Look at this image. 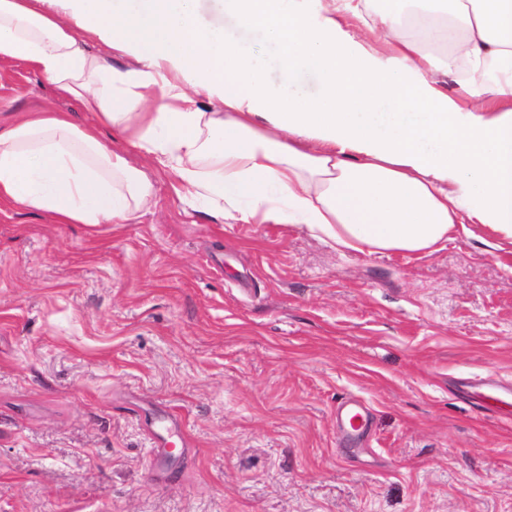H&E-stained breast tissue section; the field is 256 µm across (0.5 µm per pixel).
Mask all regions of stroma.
<instances>
[{
	"label": "stroma",
	"mask_w": 512,
	"mask_h": 512,
	"mask_svg": "<svg viewBox=\"0 0 512 512\" xmlns=\"http://www.w3.org/2000/svg\"><path fill=\"white\" fill-rule=\"evenodd\" d=\"M45 110L93 120L0 59V128ZM133 161L153 193L127 223L0 206V512H512V251L488 228L341 254ZM140 406L183 423L168 475Z\"/></svg>",
	"instance_id": "stroma-1"
}]
</instances>
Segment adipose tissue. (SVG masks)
<instances>
[{"mask_svg":"<svg viewBox=\"0 0 512 512\" xmlns=\"http://www.w3.org/2000/svg\"><path fill=\"white\" fill-rule=\"evenodd\" d=\"M201 2L0 0V58L97 119L30 112L0 129V205L90 225L145 208L151 180L100 139L104 125L234 224H302L339 252L412 254L468 234V216L496 233L492 249L512 247V0H417L410 36L375 10L362 19L367 42L344 29V0L319 12L306 0H213L276 45V83ZM80 31L137 68L87 54ZM204 98L223 111H202Z\"/></svg>","mask_w":512,"mask_h":512,"instance_id":"obj_1","label":"adipose tissue"}]
</instances>
